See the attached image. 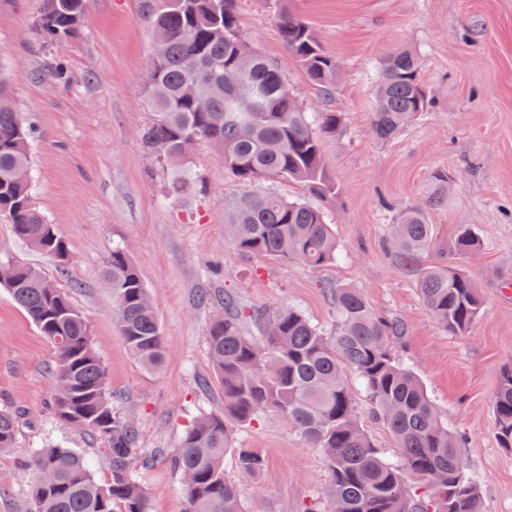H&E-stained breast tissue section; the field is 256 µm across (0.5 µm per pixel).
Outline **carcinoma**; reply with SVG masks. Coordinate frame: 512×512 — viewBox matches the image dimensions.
<instances>
[{
    "instance_id": "1",
    "label": "carcinoma",
    "mask_w": 512,
    "mask_h": 512,
    "mask_svg": "<svg viewBox=\"0 0 512 512\" xmlns=\"http://www.w3.org/2000/svg\"><path fill=\"white\" fill-rule=\"evenodd\" d=\"M161 2L146 4L144 13L150 27L167 31L166 41L154 46L148 70L155 118L144 132L147 145L174 163L198 141L221 148L224 168L241 188L224 209L225 235L240 253L310 267L336 262V235L324 213L264 184L288 179L319 196L334 193L321 139L342 131L343 115L303 106L273 62L255 49H241L236 0ZM272 2L288 54L322 98L332 99L340 75L336 56L288 0ZM85 9L86 0H39L38 37L52 44L73 36ZM429 104L418 54L397 49L386 55L373 135L394 138ZM32 139L31 124L13 107L10 83L0 77V215L27 245L61 259L66 244L33 200ZM449 181L448 175L437 174L428 205L398 211L391 246L404 265L413 266L437 249L427 210L448 199ZM479 246L475 231L464 224L457 229L452 257L419 271L425 306L455 336L466 335L483 310L480 289L462 268ZM103 276L112 288V315L130 351L146 369H160L163 336L125 247H112ZM0 288L55 349L48 366L56 381L49 403L54 418L99 438L110 471L108 482L100 484L83 453L42 440L27 459L32 472L27 512H152L143 473L155 456L141 452L137 424L115 410L116 396L84 316L63 289L21 262L0 261ZM328 293L336 313L330 332L295 306L247 310L224 293V314L214 317L207 330L224 412L194 416L179 448L166 456L186 478L184 512H244L239 487L224 478L225 460L250 479L259 478L265 460L251 448L232 447L226 418L246 427L269 412L323 450L334 512H480L479 490L462 453L465 435L448 428L418 376L395 352V342L406 333L404 323L373 312L356 288L330 285ZM247 321L259 335L245 333ZM355 380L391 434L392 459L375 447L358 417ZM492 409L500 447L512 448L511 368L501 373ZM18 433L17 412L0 409V451L16 447Z\"/></svg>"
}]
</instances>
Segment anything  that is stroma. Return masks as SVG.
<instances>
[{"label": "stroma", "mask_w": 512, "mask_h": 512, "mask_svg": "<svg viewBox=\"0 0 512 512\" xmlns=\"http://www.w3.org/2000/svg\"><path fill=\"white\" fill-rule=\"evenodd\" d=\"M144 0H87L78 32L46 45L33 27L37 0H0V73L10 78L14 107L34 122L33 198L65 241L70 262L60 268L13 234L0 218V259L39 267L85 316L118 412L139 426V446L174 452L192 416L224 409L206 342L220 295L244 307L287 303L323 330L335 312L325 287L352 286L371 308L400 319L401 360L421 377L450 429L468 437L463 454L480 491L481 512H512V450L495 438L492 397L500 373L512 367V0H292L291 7L337 56L342 74L324 102L289 56L270 0H237L251 45L278 64L303 104L343 113L345 127L325 138L323 152L335 186L326 197L304 183H273L272 191L321 208L334 224L341 258L318 269L241 255L224 236V201L238 187L222 154L198 143L184 166L197 183L170 192L174 172L143 138L153 114L147 63L154 36ZM420 57L432 104L396 137L371 132L380 63L392 48ZM64 60L68 84L48 76ZM452 176L448 202L428 213L442 248L459 225L476 228L479 250L464 270L478 284L481 317L454 336L429 315L416 270L394 257L390 230L398 208L423 204L434 178ZM122 243L141 273L158 317L165 361L146 370L129 350L112 316L103 267ZM212 300L197 301L200 289ZM55 356L26 313L0 288V406L24 413L18 446L0 452V512H25L30 474L19 466L33 439L65 442L91 458L102 441L60 425L49 409ZM232 443L258 451L259 480L226 465L242 492L245 512H330V476L321 449L280 416L268 413L240 427ZM153 512H183L181 479L165 460L145 471Z\"/></svg>", "instance_id": "1"}]
</instances>
